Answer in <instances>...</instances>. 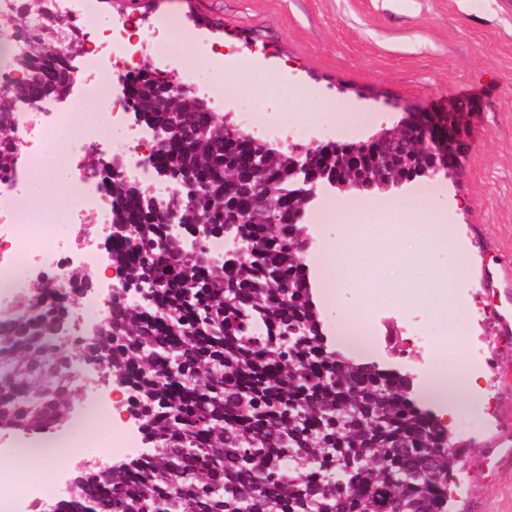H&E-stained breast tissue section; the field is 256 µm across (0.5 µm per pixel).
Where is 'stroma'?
I'll return each mask as SVG.
<instances>
[{"instance_id": "obj_1", "label": "stroma", "mask_w": 512, "mask_h": 512, "mask_svg": "<svg viewBox=\"0 0 512 512\" xmlns=\"http://www.w3.org/2000/svg\"><path fill=\"white\" fill-rule=\"evenodd\" d=\"M155 15L176 17L167 32L185 59L223 45L224 81L235 94L224 103L267 106L284 122L310 125L334 115L374 116L370 131L388 127L408 109L455 105L468 113L467 149L455 179L439 178L437 200L412 186L386 194L339 193L326 223L311 227L307 263L335 253L342 224H364L360 265L372 274L389 230L440 222L448 244L429 249L423 265L393 271L392 299L372 304L367 329L371 359L392 355L383 336L397 325L405 371L425 379L447 334L472 342L496 337L486 359L468 364L484 398L457 407L450 427L468 443L455 512H512V336L494 316L477 322L441 319L424 284L429 272L449 274L448 300L464 307L473 295L512 298V0H154ZM432 325L442 338L425 344L413 327ZM34 437L0 432V485L46 478L67 462L44 463Z\"/></svg>"}]
</instances>
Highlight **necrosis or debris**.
<instances>
[{
    "label": "necrosis or debris",
    "mask_w": 512,
    "mask_h": 512,
    "mask_svg": "<svg viewBox=\"0 0 512 512\" xmlns=\"http://www.w3.org/2000/svg\"><path fill=\"white\" fill-rule=\"evenodd\" d=\"M59 12L71 18L84 50L72 65L69 94L61 100L45 99L19 104L13 136L19 161L11 172H0V319L17 316L15 290L19 273L29 280L52 286L56 276L78 267L95 273L91 290H77L65 301L49 297L50 305H63L69 328L56 349L63 379L80 384L99 371L91 349L86 322L103 323L110 312L115 275L102 268L111 254L112 195L107 161L122 158L125 172L139 183L153 180L148 161L155 147L152 131L130 121L128 99L122 90L126 77L149 71L160 81L172 72L182 74L181 87L223 106L228 93L213 77L224 67V52L212 49L196 65L187 67L173 46L162 42L160 32L136 36L132 28L105 24L98 13L81 8L78 0H53ZM357 113L347 121L332 120L295 125L291 140L313 145L323 140H356L367 123ZM71 141L67 164L71 171L66 208L59 223L68 225L66 236L34 237L31 228L48 223L45 212L28 206L34 188L42 185L57 163L56 146ZM99 152L97 164L86 165L88 152ZM68 457L90 477H100L104 458L118 455L111 433L99 432L95 420L76 417L68 428ZM97 437L103 459L87 455L85 443Z\"/></svg>",
    "instance_id": "1"
}]
</instances>
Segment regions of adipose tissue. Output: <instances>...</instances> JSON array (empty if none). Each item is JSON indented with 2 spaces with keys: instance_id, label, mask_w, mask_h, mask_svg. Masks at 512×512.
I'll return each mask as SVG.
<instances>
[{
  "instance_id": "adipose-tissue-1",
  "label": "adipose tissue",
  "mask_w": 512,
  "mask_h": 512,
  "mask_svg": "<svg viewBox=\"0 0 512 512\" xmlns=\"http://www.w3.org/2000/svg\"><path fill=\"white\" fill-rule=\"evenodd\" d=\"M363 234V225H344L342 241L337 245L334 257L336 276L326 279L314 295L322 318L337 325L334 338L337 348L344 357L356 362L362 361L370 348L369 339L361 328V313L369 296L370 282L356 261ZM480 393L477 377L470 374L456 357L436 365L423 389L424 396L436 406V416L445 424L453 417L452 401Z\"/></svg>"
}]
</instances>
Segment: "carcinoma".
Returning a JSON list of instances; mask_svg holds the SVG:
<instances>
[{"instance_id":"1","label":"carcinoma","mask_w":512,"mask_h":512,"mask_svg":"<svg viewBox=\"0 0 512 512\" xmlns=\"http://www.w3.org/2000/svg\"><path fill=\"white\" fill-rule=\"evenodd\" d=\"M34 15L16 58L22 80L0 94V170L15 162L17 103L63 98L71 83L69 22L52 0H19ZM139 123L165 145L155 177L192 187L174 203L187 236L157 221L150 190L112 174V266L144 296L117 301L91 342L103 372L135 392L150 451L91 480L73 478L42 512H448L459 453L449 431L414 398L411 375L357 364L326 344L305 256L308 206L323 189L387 191L450 176L427 145L392 141L306 147L246 132L207 100L146 76L126 83ZM265 204L257 208V196ZM238 238L239 252L211 262L200 242ZM36 284L0 320V431L45 433L68 421L75 390L57 384L41 336L65 315L44 313Z\"/></svg>"}]
</instances>
